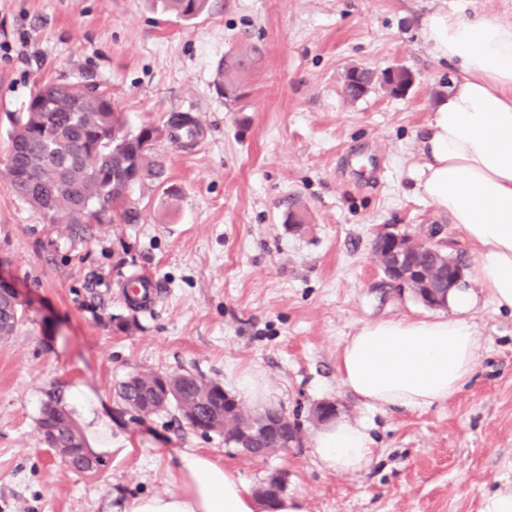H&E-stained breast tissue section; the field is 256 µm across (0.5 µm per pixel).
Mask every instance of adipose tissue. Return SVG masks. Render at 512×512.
<instances>
[{
  "label": "adipose tissue",
  "instance_id": "adipose-tissue-1",
  "mask_svg": "<svg viewBox=\"0 0 512 512\" xmlns=\"http://www.w3.org/2000/svg\"><path fill=\"white\" fill-rule=\"evenodd\" d=\"M423 37L457 76L426 128L416 192L475 246L480 289H452L450 315L368 322L345 339L340 381L368 408L447 401L481 351L479 303L512 315V23L436 11L424 18ZM313 446L324 468L347 474L368 466L374 440L363 423L336 418ZM170 460L179 491L133 498L123 512H266L248 482L208 455L185 448Z\"/></svg>",
  "mask_w": 512,
  "mask_h": 512
}]
</instances>
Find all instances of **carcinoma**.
Here are the masks:
<instances>
[{
	"label": "carcinoma",
	"mask_w": 512,
	"mask_h": 512,
	"mask_svg": "<svg viewBox=\"0 0 512 512\" xmlns=\"http://www.w3.org/2000/svg\"><path fill=\"white\" fill-rule=\"evenodd\" d=\"M162 10L184 20L198 17L209 0H158ZM255 55L228 53L218 67L217 91L234 104L245 97L244 87L233 79L248 71ZM411 74L403 70L382 77L390 95L408 88ZM372 73L362 70L348 84L357 99L372 85ZM150 134L156 139L197 136L193 120L173 115L168 127L134 126L112 98L94 88H79L44 80L31 91L23 111L15 114L6 131L5 168L12 192L31 207L65 224H138L141 212L133 191L161 177L163 162L153 148H144ZM415 266L431 273L434 254L421 247L410 255ZM22 320L21 304L0 294V339L13 334ZM116 395L139 415L177 411L190 428L224 436V447H236V436L252 416L242 413L235 397L213 380L192 373L164 376L144 372L118 384ZM43 442L58 451L61 462L76 471L93 464L86 441L71 410L55 392L47 394L38 419ZM300 441L299 425L284 419L259 442L267 456Z\"/></svg>",
	"instance_id": "carcinoma-1"
}]
</instances>
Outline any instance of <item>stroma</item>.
<instances>
[{
    "instance_id": "obj_1",
    "label": "stroma",
    "mask_w": 512,
    "mask_h": 512,
    "mask_svg": "<svg viewBox=\"0 0 512 512\" xmlns=\"http://www.w3.org/2000/svg\"><path fill=\"white\" fill-rule=\"evenodd\" d=\"M452 9L512 23V0H211L191 21L146 0H0V163L10 115L45 79L108 91L133 124L184 113L199 131L188 148L158 143L164 180L136 192L138 224L49 223L0 174V278L23 310L0 340V512H121L178 490L169 456L181 448L255 487L285 473L307 512H486L512 492V316L479 306L471 379L427 409L365 408L337 372L364 323L436 314L384 277L382 230L475 264L460 227L415 192L424 130L456 76L422 21ZM255 47L245 98L226 105L217 65ZM392 67L414 75L405 95L348 97L350 69ZM133 275L156 290L148 309L127 303ZM116 316L132 328L117 331ZM143 371L200 373L234 396L240 375L258 374L302 440L253 459L174 412H122L119 382ZM53 390L83 435L85 401L112 422L93 473L41 439ZM326 400L373 437L364 470L319 462L312 412Z\"/></svg>"
}]
</instances>
